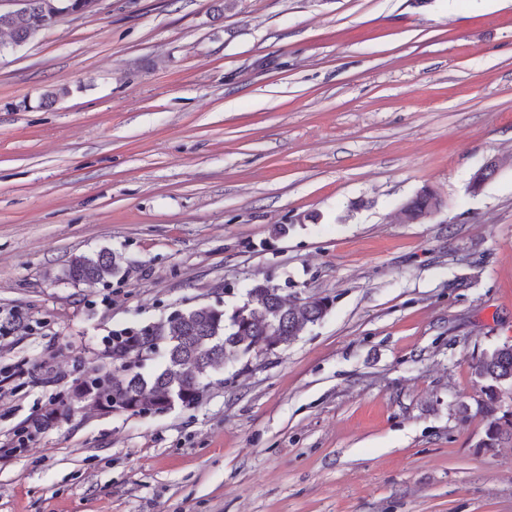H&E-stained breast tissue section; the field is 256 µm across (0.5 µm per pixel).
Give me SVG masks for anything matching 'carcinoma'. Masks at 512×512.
Segmentation results:
<instances>
[{"instance_id":"obj_1","label":"carcinoma","mask_w":512,"mask_h":512,"mask_svg":"<svg viewBox=\"0 0 512 512\" xmlns=\"http://www.w3.org/2000/svg\"><path fill=\"white\" fill-rule=\"evenodd\" d=\"M82 0H27L20 9L0 15V31L9 40L0 41V55L27 44L40 32L54 25L61 11L76 12ZM499 169L487 161L472 177L470 189H481ZM441 206L439 197L424 187L401 208L403 221L424 219ZM121 257L108 251L94 256H77L68 264L66 277L72 281H107L119 275ZM329 311L328 300H307L277 288L268 281L254 283L246 301L231 313L211 305L192 308L173 321L155 323L154 336L144 338L130 331L112 336L108 346L120 366L100 374L96 369L84 374L72 392L79 404L82 391L102 384L112 395L126 400L133 410L146 408L170 388L199 389L203 381L229 361H239L257 346H288L309 325L321 321ZM164 351L165 363L149 374L139 371L141 363ZM474 375L481 383L478 409L486 419L481 448H497L512 437V408L503 404L502 393L512 387V343L505 342L484 352L474 364Z\"/></svg>"}]
</instances>
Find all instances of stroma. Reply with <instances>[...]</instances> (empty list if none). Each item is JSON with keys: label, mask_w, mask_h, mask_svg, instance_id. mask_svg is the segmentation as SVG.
Wrapping results in <instances>:
<instances>
[{"label": "stroma", "mask_w": 512, "mask_h": 512, "mask_svg": "<svg viewBox=\"0 0 512 512\" xmlns=\"http://www.w3.org/2000/svg\"><path fill=\"white\" fill-rule=\"evenodd\" d=\"M268 277L328 314L194 407L62 413L113 332ZM0 311V512H512L472 368L512 342V0H101L0 56ZM440 206L439 197L428 187H423L401 208L402 219L404 222L413 223L430 216ZM121 257L108 251L95 256H77L68 264L66 277L72 281H108L121 271Z\"/></svg>", "instance_id": "35a3bbf8"}]
</instances>
